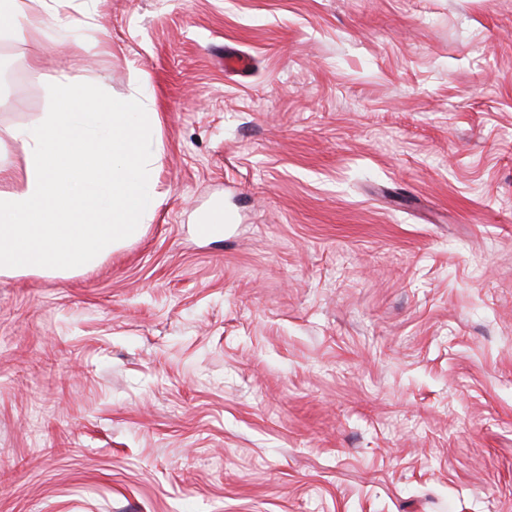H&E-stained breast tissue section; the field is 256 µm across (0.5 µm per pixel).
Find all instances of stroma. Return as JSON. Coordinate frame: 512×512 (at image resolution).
Wrapping results in <instances>:
<instances>
[{"label": "stroma", "instance_id": "1", "mask_svg": "<svg viewBox=\"0 0 512 512\" xmlns=\"http://www.w3.org/2000/svg\"><path fill=\"white\" fill-rule=\"evenodd\" d=\"M58 8L0 32V162L57 80L143 87L162 198L0 276V512H512V0Z\"/></svg>", "mask_w": 512, "mask_h": 512}]
</instances>
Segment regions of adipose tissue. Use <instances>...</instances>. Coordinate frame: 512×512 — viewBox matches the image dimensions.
<instances>
[{
    "label": "adipose tissue",
    "instance_id": "1",
    "mask_svg": "<svg viewBox=\"0 0 512 512\" xmlns=\"http://www.w3.org/2000/svg\"><path fill=\"white\" fill-rule=\"evenodd\" d=\"M42 8L48 0H0V22L35 28ZM50 11L58 28L77 23ZM48 96L54 111L12 134L22 167L0 165V275L91 266L138 237L161 200L149 95L139 90L88 112L84 86L63 79Z\"/></svg>",
    "mask_w": 512,
    "mask_h": 512
}]
</instances>
